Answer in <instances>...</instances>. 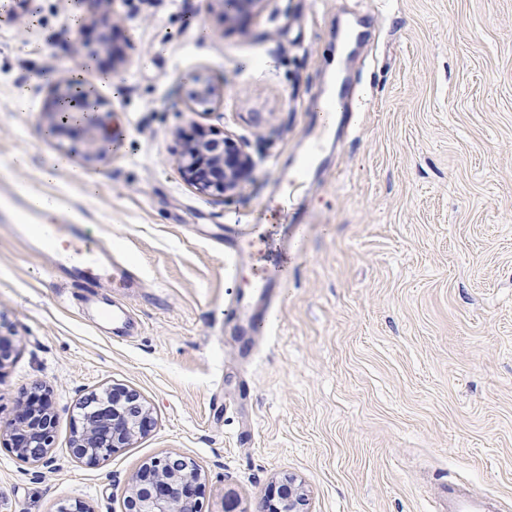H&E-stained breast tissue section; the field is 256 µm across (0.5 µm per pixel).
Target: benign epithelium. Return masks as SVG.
<instances>
[{"label":"benign epithelium","instance_id":"benign-epithelium-1","mask_svg":"<svg viewBox=\"0 0 512 512\" xmlns=\"http://www.w3.org/2000/svg\"><path fill=\"white\" fill-rule=\"evenodd\" d=\"M223 21L224 29L239 27L245 20L260 15L268 0H206ZM224 80L207 81L194 95L199 105L221 101ZM99 100L87 104L75 100V85L70 81L53 84L42 114L47 129L55 137L74 130L85 136L88 156L100 157L112 142V113L100 115ZM182 179L199 194L225 199L242 193L249 184L254 160L246 145L226 133L220 137L203 128L185 137L176 159ZM56 417L45 410L24 413L0 425V435L12 437L17 456L25 463L45 461L53 443ZM71 451L87 462L107 460L116 448H125L151 423L150 409L140 394L118 387L94 394L82 402L77 414ZM202 468L178 454H166L145 463L125 491V512H198L195 489L201 484ZM307 493L290 477L282 484L276 501H267L264 512H307Z\"/></svg>","mask_w":512,"mask_h":512}]
</instances>
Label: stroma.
I'll use <instances>...</instances> for the list:
<instances>
[{"instance_id": "35a3bbf8", "label": "stroma", "mask_w": 512, "mask_h": 512, "mask_svg": "<svg viewBox=\"0 0 512 512\" xmlns=\"http://www.w3.org/2000/svg\"><path fill=\"white\" fill-rule=\"evenodd\" d=\"M18 0L0 11V191L55 200L46 222L98 227L141 286L82 307L0 219V421L37 386L57 420L48 464L0 436V512L83 501L122 512L131 477L168 452L204 472L199 512H261L281 480L309 512H440L448 481L512 512V0H268L225 30L206 0ZM95 61L62 33L73 16ZM344 60L369 102L342 148L303 184L274 271L283 294L243 347L224 306L258 256L224 273V233L253 223L307 149L306 113ZM95 86L120 126L104 157L55 140L41 110L62 77ZM223 78L202 123L244 141L248 188L206 198L175 160L192 131L196 80ZM125 302L135 326L108 335L97 308ZM119 385L153 423L100 463L75 459L77 407Z\"/></svg>"}]
</instances>
